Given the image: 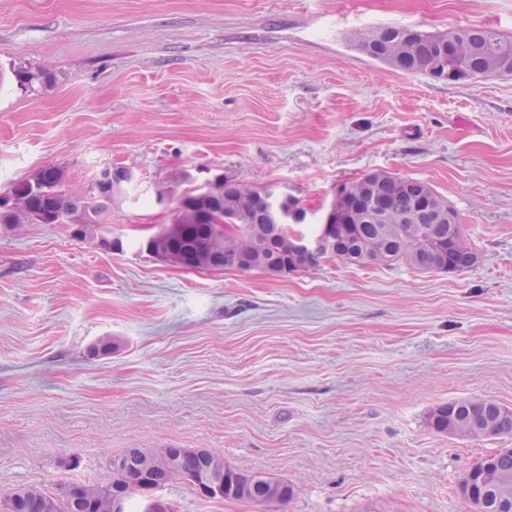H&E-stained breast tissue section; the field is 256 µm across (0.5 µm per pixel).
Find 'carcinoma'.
I'll return each instance as SVG.
<instances>
[{
  "mask_svg": "<svg viewBox=\"0 0 512 512\" xmlns=\"http://www.w3.org/2000/svg\"><path fill=\"white\" fill-rule=\"evenodd\" d=\"M357 42L368 47L367 55L383 63L397 60V70L425 72L429 75H457L454 82H467L498 75H512V42L486 27L458 30L457 44L448 48L442 33H431L415 28H379L361 32ZM11 77L20 85L50 81L48 73L29 68L15 69ZM37 182L26 178L17 183L13 191L27 197L23 210L0 209V224H67L72 216L82 215L81 236L97 238L103 231L104 217L112 208V198L119 186L112 179L98 178L89 194H73L64 189L65 173L54 166L39 169ZM374 181L371 191L374 214L352 225L349 237L335 245L334 257L353 265L374 264L390 267L406 264L423 272L439 271L438 252L448 255L455 272L475 265L480 255L472 248L460 244L450 246L451 240L461 237V225L440 220L443 210L451 209L448 200L432 191L434 202L420 205L418 195L426 183L410 180L406 183L385 171L365 174ZM183 183L189 186L180 200L191 204L197 211L218 217L225 224H233L244 232L243 246L252 255L249 262L241 263L243 272L267 271L283 268L288 252L283 246L288 226L281 223L275 208L289 206L295 212V224L307 221V211L301 201L293 197L271 200L265 196V187L245 181L234 182L224 176L212 183L208 192L194 185L189 172H184ZM392 212L408 214L407 233L389 239L382 238L383 225L379 216ZM217 222L190 221L178 239V248L186 255L207 252L216 266L222 268L232 258L224 252V241L216 234ZM428 426L439 434L453 435L464 429L472 438H491L512 435V409L489 399H463L441 404L428 417ZM217 454L201 456L196 453L179 457L178 475L194 480L195 476L214 467ZM122 468L101 483L110 493H119L121 486L143 474L142 449L128 448L117 457ZM224 497L253 503H263L274 494L276 503L283 505L293 496V489L285 482L261 475L245 476L227 469L223 473ZM249 480L248 493H242L243 480ZM461 496L474 507V512H512V448H503L476 461L459 484ZM9 512H96L92 502L75 487L70 486L64 496L35 497L17 488L8 496Z\"/></svg>",
  "mask_w": 512,
  "mask_h": 512,
  "instance_id": "1",
  "label": "carcinoma"
}]
</instances>
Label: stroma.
I'll return each mask as SVG.
<instances>
[{"mask_svg": "<svg viewBox=\"0 0 512 512\" xmlns=\"http://www.w3.org/2000/svg\"><path fill=\"white\" fill-rule=\"evenodd\" d=\"M489 27L512 0H0V195L46 165L88 192L133 178L100 248L69 224L0 225V512L15 489L99 483L128 448H205L285 481L279 512H472L459 483L512 448L434 433L451 400L512 409V76L448 83L354 33ZM287 186L311 232L373 170L429 183L480 261L455 273L337 258L275 276L145 250L174 169ZM111 350L89 356L100 340ZM134 512H269L176 477Z\"/></svg>", "mask_w": 512, "mask_h": 512, "instance_id": "1", "label": "stroma"}]
</instances>
